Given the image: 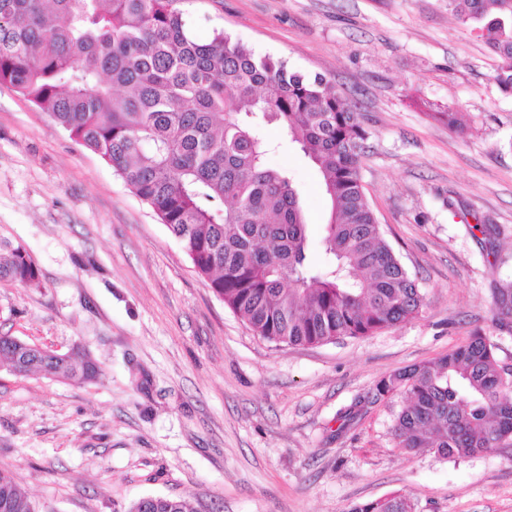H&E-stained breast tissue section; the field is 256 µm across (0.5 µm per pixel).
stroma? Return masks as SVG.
<instances>
[{
	"instance_id": "35a3bbf8",
	"label": "stroma",
	"mask_w": 512,
	"mask_h": 512,
	"mask_svg": "<svg viewBox=\"0 0 512 512\" xmlns=\"http://www.w3.org/2000/svg\"><path fill=\"white\" fill-rule=\"evenodd\" d=\"M181 8L198 39L230 35L357 102L366 196L423 309L367 338L269 344L112 167L2 84L0 240L25 248L40 279L0 283V335L81 351L101 375L75 384L1 364L0 469L38 512H129L149 495L195 512H351L397 491L414 512H512V445L461 459L409 451L393 435L403 396L367 401L382 377L492 333L491 290L512 281V97L494 57L448 0ZM447 110L464 132L431 120ZM260 133L275 145L269 166L301 191L322 260L321 177L281 128Z\"/></svg>"
}]
</instances>
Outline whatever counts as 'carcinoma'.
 I'll return each instance as SVG.
<instances>
[{
	"instance_id": "cac0c4a2",
	"label": "carcinoma",
	"mask_w": 512,
	"mask_h": 512,
	"mask_svg": "<svg viewBox=\"0 0 512 512\" xmlns=\"http://www.w3.org/2000/svg\"><path fill=\"white\" fill-rule=\"evenodd\" d=\"M180 0H0V83L98 153L182 244L196 272L250 329L280 345L364 338L417 316L424 297L385 241L361 183L368 132L355 102L325 76L257 55L218 33L192 35ZM448 10L497 60L512 96V0H448ZM279 124L318 169L330 203L324 259L309 252L301 194L268 167L258 124ZM0 281L32 286L27 251L0 241ZM491 321L512 331V284L491 295ZM494 337L475 331L439 358L395 371L371 402L402 394L401 448L449 458L512 441V371ZM0 360L83 384L99 376L78 352H20L0 336ZM0 512H35L0 469ZM145 512H191L156 497ZM351 512H413L394 493Z\"/></svg>"
}]
</instances>
